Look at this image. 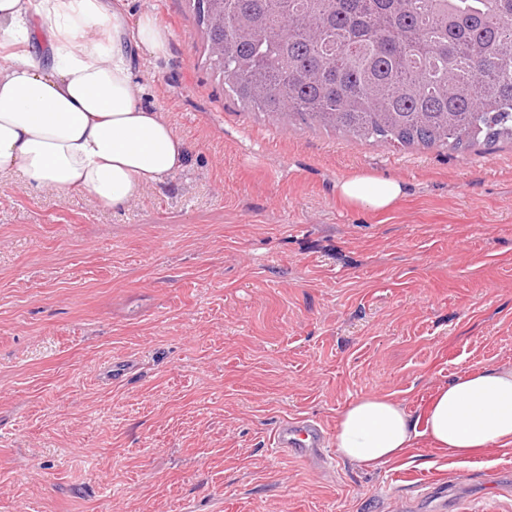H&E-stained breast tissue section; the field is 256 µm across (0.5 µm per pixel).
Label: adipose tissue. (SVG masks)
Wrapping results in <instances>:
<instances>
[{
    "label": "adipose tissue",
    "mask_w": 512,
    "mask_h": 512,
    "mask_svg": "<svg viewBox=\"0 0 512 512\" xmlns=\"http://www.w3.org/2000/svg\"><path fill=\"white\" fill-rule=\"evenodd\" d=\"M170 35L150 11L129 21L124 0H0V175L36 192H89L122 210L184 170L186 143L142 102L134 58H159ZM339 195L381 211L399 181L357 174ZM427 438L465 458L512 447V367L468 371L441 385L421 416L389 395L355 399L338 415L336 448L380 467Z\"/></svg>",
    "instance_id": "obj_1"
}]
</instances>
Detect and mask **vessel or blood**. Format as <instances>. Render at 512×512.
<instances>
[{
  "label": "vessel or blood",
  "mask_w": 512,
  "mask_h": 512,
  "mask_svg": "<svg viewBox=\"0 0 512 512\" xmlns=\"http://www.w3.org/2000/svg\"><path fill=\"white\" fill-rule=\"evenodd\" d=\"M271 446L320 469L329 463L327 431L323 424L307 417L283 419L274 430Z\"/></svg>",
  "instance_id": "vessel-or-blood-1"
}]
</instances>
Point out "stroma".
<instances>
[{
  "label": "stroma",
  "instance_id": "1",
  "mask_svg": "<svg viewBox=\"0 0 512 512\" xmlns=\"http://www.w3.org/2000/svg\"><path fill=\"white\" fill-rule=\"evenodd\" d=\"M171 35L138 58L185 171L112 211L0 177V512H512V447L426 440L381 467L275 453L372 393L412 416L512 366V144H362L242 109L188 0H126ZM399 180L384 211L336 192ZM327 443L323 424L307 417H291L277 425L271 446L280 453L302 457L315 467L325 469L330 459Z\"/></svg>",
  "mask_w": 512,
  "mask_h": 512
}]
</instances>
